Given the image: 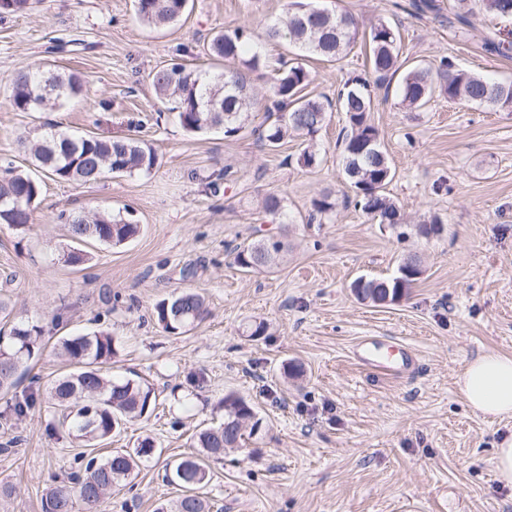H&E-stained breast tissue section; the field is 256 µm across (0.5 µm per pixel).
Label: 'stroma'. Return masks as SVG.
Instances as JSON below:
<instances>
[{
  "label": "stroma",
  "instance_id": "35a3bbf8",
  "mask_svg": "<svg viewBox=\"0 0 512 512\" xmlns=\"http://www.w3.org/2000/svg\"><path fill=\"white\" fill-rule=\"evenodd\" d=\"M410 2L332 0L361 22L397 25L407 65L445 57L466 72L512 80V51L487 45L512 30V20L474 7L475 28L462 39L448 25L455 0H435L438 13L423 16ZM283 5L189 0L181 21L159 30L138 21L135 0H34L29 11L0 16V163L31 168L20 139L46 122L69 134L135 138L158 156L151 172L94 185L43 178L33 224H0V300L12 317L44 328L45 349L23 363L18 390L64 371L54 353L60 338L101 327L118 348L111 374L152 385L155 409L109 446L130 451L149 437L157 451L103 512H155L175 499L166 465L195 452L196 432L223 421L218 403L230 392L253 406L261 428L211 467L205 493L223 512H512V485L491 466L512 422L475 415L457 389L467 361L488 350L512 355V112L445 98L413 112L396 92L377 91L370 118L396 170L386 192L408 222L398 230L372 222L346 200L343 113L329 112L312 169L296 162L298 138L268 150L253 134L280 60L301 58L313 75L307 92L322 100L367 68L360 43L327 62L268 38L264 25ZM244 24L253 26L263 62L245 128L231 138L186 133L156 97L150 73L180 47L196 66L241 67L205 47L215 32ZM43 65L81 76L82 97L45 112L15 111V73ZM227 167L233 181L212 193L209 176ZM272 192L282 199L277 220L262 208ZM325 194L332 210L323 223H307L312 201ZM98 209L132 212L138 235L92 246L84 265H68L74 243L57 214ZM432 213L444 231L421 235L417 224ZM270 237L284 245L271 269L236 266V245ZM413 254L425 273L408 298L375 305L352 292L356 278L391 277ZM190 265L195 277L183 278ZM183 291L202 295L209 314L173 335L152 309ZM258 323L266 331L251 337ZM368 336L402 340L414 363L397 377L360 367L352 349ZM10 404L0 392V482L15 488L0 512H42L45 483L69 473L82 450L66 433L48 431L50 416L18 421Z\"/></svg>",
  "mask_w": 512,
  "mask_h": 512
}]
</instances>
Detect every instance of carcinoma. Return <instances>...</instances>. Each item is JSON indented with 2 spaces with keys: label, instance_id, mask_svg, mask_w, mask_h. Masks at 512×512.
I'll return each mask as SVG.
<instances>
[{
  "label": "carcinoma",
  "instance_id": "1",
  "mask_svg": "<svg viewBox=\"0 0 512 512\" xmlns=\"http://www.w3.org/2000/svg\"><path fill=\"white\" fill-rule=\"evenodd\" d=\"M189 0H136L140 22L161 28L176 24L185 13ZM483 8L502 17H512V0H479ZM301 0H286L283 14L267 27V36L285 39L296 48L336 61L358 39L368 41L372 79L355 76L343 85L336 97V110L345 114L349 131L344 142V174L354 193L355 206L368 219L396 227L405 223L398 205L385 193L394 171L384 150L378 128L372 124L374 92L389 89L397 82L401 102L418 110L434 96L477 103L495 111L512 112V81H496L455 69L442 58L440 63L408 67L400 61L397 48L400 36L390 23L378 19L364 28L355 18L333 9L305 16L297 5ZM251 41L245 27L215 33L207 54L235 59ZM262 66L258 54L244 61V69L216 74L208 69L190 68L172 62L155 70L151 84L160 99L176 103L177 120L189 133L221 129L232 137L244 128L255 104L250 90L251 73ZM312 82L311 72L295 62L278 69L269 87L273 107L267 109L272 121L258 129V139L266 147H275L293 134L303 137L297 162L314 168L319 153L314 137L325 124L331 103L305 94ZM83 80L76 74L54 69L22 68L13 79L11 103L17 112H45L79 98ZM29 145L37 167L49 176L68 182L94 184L108 174L134 175L149 173L157 164L154 149L144 141L131 138L101 139L50 132L41 137L23 138ZM41 194L39 178L7 162L0 177V224L21 230L32 223L35 203ZM307 223L321 221L333 205L324 196L312 202ZM58 220L68 227L70 238L79 247L70 251L66 262L78 265L85 261L80 245L93 242L116 246L138 232V224L109 211L90 216L60 213ZM283 244L269 240L241 244L234 248V263L246 272H256L273 264ZM424 274L422 261L414 256L390 278H358L352 284L355 296L373 304L396 302L409 295L415 282ZM157 323L172 334L191 330L207 314L205 298L185 291L165 297L154 305ZM43 327L23 318L13 322L9 335L0 336V391L11 389L18 380L17 371L24 361L41 349ZM117 355L114 337L105 329L65 336L57 356L73 370L49 381L45 397L31 391L15 399L12 415L21 420L43 405L58 418L68 434L89 449L80 456V469L69 476L50 480L42 493L43 512H100L112 490L128 480L139 461L154 455V442L148 438L133 451H110L99 454L100 444L112 437L128 421L147 413L156 396L153 389L134 379L115 380L105 375L100 365ZM224 421L197 435L201 453L183 459L164 480L179 490L177 499L162 504L157 512H213L214 503L202 489L209 483L210 459L238 447L244 431L255 434L259 421L251 404L229 393L222 401Z\"/></svg>",
  "mask_w": 512,
  "mask_h": 512
}]
</instances>
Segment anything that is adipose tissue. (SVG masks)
Segmentation results:
<instances>
[{"instance_id":"adipose-tissue-1","label":"adipose tissue","mask_w":512,"mask_h":512,"mask_svg":"<svg viewBox=\"0 0 512 512\" xmlns=\"http://www.w3.org/2000/svg\"><path fill=\"white\" fill-rule=\"evenodd\" d=\"M458 390L472 412L512 421V356L489 351L467 361Z\"/></svg>"}]
</instances>
